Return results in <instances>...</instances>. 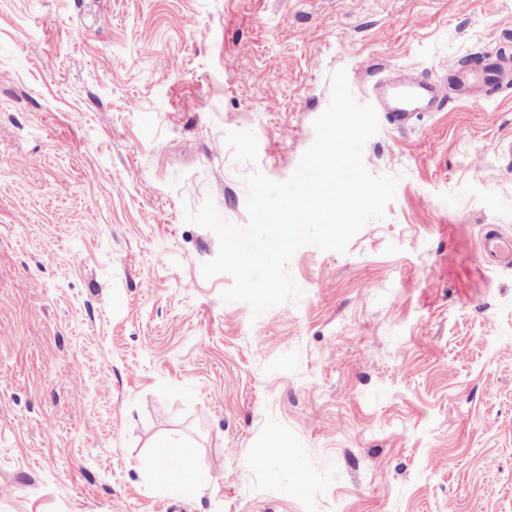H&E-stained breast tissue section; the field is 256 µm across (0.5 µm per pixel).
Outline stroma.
Segmentation results:
<instances>
[{
	"label": "stroma",
	"mask_w": 512,
	"mask_h": 512,
	"mask_svg": "<svg viewBox=\"0 0 512 512\" xmlns=\"http://www.w3.org/2000/svg\"><path fill=\"white\" fill-rule=\"evenodd\" d=\"M512 57V0H0V512H512V85L364 149L401 180L252 317L185 210L248 221L355 97ZM178 438L208 483L146 459ZM295 460L277 464L279 453ZM479 250L489 261L512 263V237L496 229L486 231L479 242Z\"/></svg>",
	"instance_id": "35a3bbf8"
}]
</instances>
